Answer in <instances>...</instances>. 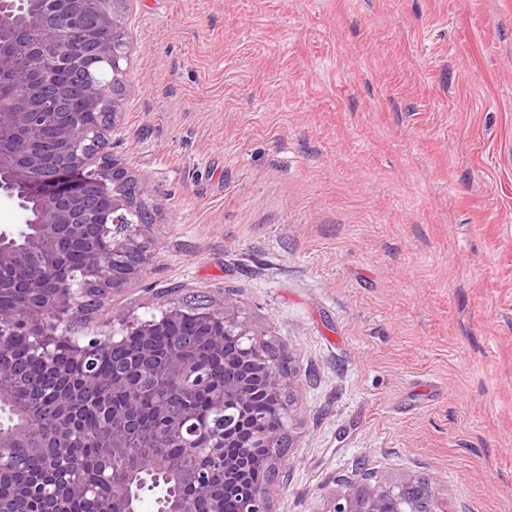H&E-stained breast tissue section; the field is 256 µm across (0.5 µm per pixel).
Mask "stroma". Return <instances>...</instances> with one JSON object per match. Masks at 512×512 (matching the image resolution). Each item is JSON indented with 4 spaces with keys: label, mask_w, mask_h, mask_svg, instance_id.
<instances>
[{
    "label": "stroma",
    "mask_w": 512,
    "mask_h": 512,
    "mask_svg": "<svg viewBox=\"0 0 512 512\" xmlns=\"http://www.w3.org/2000/svg\"><path fill=\"white\" fill-rule=\"evenodd\" d=\"M108 151L152 263L77 336L230 308L297 373L276 512L369 471L512 512V0H134Z\"/></svg>",
    "instance_id": "35a3bbf8"
}]
</instances>
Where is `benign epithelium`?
Returning a JSON list of instances; mask_svg holds the SVG:
<instances>
[{"label": "benign epithelium", "instance_id": "7a95c632", "mask_svg": "<svg viewBox=\"0 0 512 512\" xmlns=\"http://www.w3.org/2000/svg\"><path fill=\"white\" fill-rule=\"evenodd\" d=\"M131 0H0V195L13 199L24 212V224L15 234L0 232V273L26 272L24 280L0 279V290L27 295L22 308L0 307V335L28 338L29 354L54 375V408L67 413L75 404L76 390L66 384L71 365L83 362L104 340L93 338L85 346L70 343L66 348L54 340L69 333L74 313L85 304L91 289L106 295L125 287L153 259L147 245L150 225L156 223L157 206L150 205L136 190V177L103 148L116 128L127 69L129 42L118 36L117 24L124 5ZM80 42L86 56H77L70 45ZM112 70L109 80L79 79L85 57ZM79 96L88 112H102L108 121L94 127L82 124L81 113L62 107ZM55 143V158L40 149L45 132ZM109 202L107 210L98 201ZM85 255L81 267L70 266L74 249ZM184 317L180 310L161 312L160 317L122 319L123 339L136 340L133 356L155 383L172 382L162 399L150 410L141 408L137 393H128L122 407L112 408V460L126 449L174 448L183 446L196 427L193 409L180 384L191 377L193 359L175 351L162 364L152 359L156 343L169 334L171 326ZM206 326L204 344L224 349V339L239 344L224 365L239 373L235 385L237 415L228 413L226 400L217 390L212 407L226 418L247 420L267 448H278L281 436L268 433L264 424L248 413L253 400L263 396L287 411L281 390L292 385L294 372L267 345L249 337L246 327L227 313H209L201 318ZM178 410L180 426L159 429ZM36 424L21 420L9 433H0V469L12 459L5 449L18 437L34 433ZM232 429L214 436L212 447L199 456V464L182 471L175 461H143L142 468L160 469L177 483L199 490L193 498L175 497L165 512H198L197 501L205 497L213 475L221 470L224 481L235 478L233 461L225 456ZM83 445L79 433L67 429L52 447L59 449L50 463L68 448ZM433 481L398 483L386 478L344 496L333 512H437ZM269 485H239V512H272ZM112 496L117 512H136L126 471L112 465Z\"/></svg>", "mask_w": 512, "mask_h": 512}]
</instances>
